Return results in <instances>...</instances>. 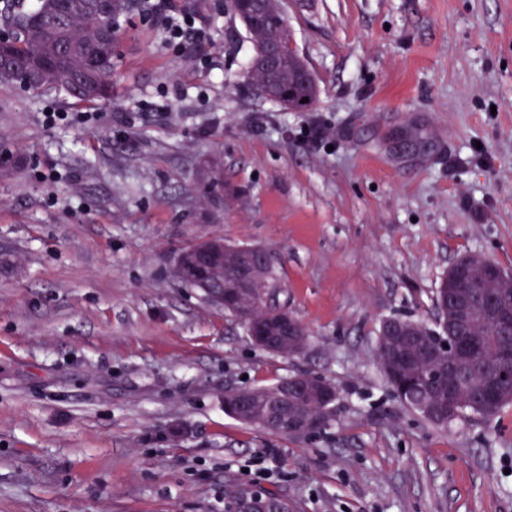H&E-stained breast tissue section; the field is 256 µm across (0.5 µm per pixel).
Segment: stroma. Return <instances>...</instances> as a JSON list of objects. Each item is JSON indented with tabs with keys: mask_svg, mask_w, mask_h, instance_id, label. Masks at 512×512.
Segmentation results:
<instances>
[{
	"mask_svg": "<svg viewBox=\"0 0 512 512\" xmlns=\"http://www.w3.org/2000/svg\"><path fill=\"white\" fill-rule=\"evenodd\" d=\"M177 6L203 43L139 0L111 101L0 87V512H214L239 483L297 512H512V405L434 428L376 353L383 319L435 323L460 256L512 273V0H281L306 112L249 85L226 0ZM217 236L269 252L303 354L173 277ZM300 372L340 394L325 433L225 412ZM166 34L171 42L176 41L180 46L203 38V33L195 28L194 21L188 15L170 17L166 25ZM296 320V319H295ZM295 320L290 316L283 317L278 325L276 334L270 335L264 326H259L252 334L251 339L262 350L271 353H280L283 342L288 340L289 343H294L296 338L299 340V346L296 348H288L284 355L296 356L302 354L309 342V334L306 328L296 320L299 326V335ZM298 336V337H297ZM300 352V353H299ZM225 403L235 413L254 420V423L266 426L270 425L272 419L266 413L256 416L252 413L251 405L242 397L241 391L227 387L224 390Z\"/></svg>",
	"mask_w": 512,
	"mask_h": 512,
	"instance_id": "35a3bbf8",
	"label": "stroma"
}]
</instances>
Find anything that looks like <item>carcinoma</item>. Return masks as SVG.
Segmentation results:
<instances>
[{
  "mask_svg": "<svg viewBox=\"0 0 512 512\" xmlns=\"http://www.w3.org/2000/svg\"><path fill=\"white\" fill-rule=\"evenodd\" d=\"M134 0H111L110 12L98 16L89 0H35L31 7L25 0H0V34L10 36L9 50L14 67L0 66V86L17 87L34 94L55 92L77 104L93 105L112 98V39L117 20L133 11ZM233 12L247 19L253 51L248 65V79L265 96L292 109H302L313 103L316 85L298 81L297 59L283 53L277 64L269 63L258 51L260 42L275 38L283 45L290 40L286 22L272 26L260 16L266 8L280 12L278 0L267 3L256 0L246 13L236 0H230ZM307 102H302V99ZM274 267L265 268L260 284L253 288H239L232 275V265L224 262V293L231 313L245 331L255 322L273 326L285 308L268 299L276 287ZM483 291L499 293L505 297L506 307L512 309V274L482 255L466 254L460 257L441 278L434 292V305L438 320L435 327L412 320L410 327L420 332L431 343L442 348L452 344L457 336L475 335L481 350L477 356H461L457 360L458 385L448 390L436 388L425 396L432 406L453 403L456 418L467 414L492 418L512 403V383L504 382L498 388L497 399L485 400L486 389L494 381L493 374L500 363L505 343L490 315L463 319L458 313L456 300L476 298ZM377 344L384 350L378 358L379 366L388 385L397 375L411 389L425 376L437 369L442 356L425 357L411 348L402 347L379 328ZM321 388L318 382L310 386L308 398L288 404V414H315L322 421L321 430L332 425L335 409L316 397ZM276 386L248 389L245 394L255 400V408L265 410L271 402ZM403 406L417 412L425 421L438 429L448 427L450 420L435 413L427 414L397 396Z\"/></svg>",
  "mask_w": 512,
  "mask_h": 512,
  "instance_id": "cac0c4a2",
  "label": "carcinoma"
}]
</instances>
